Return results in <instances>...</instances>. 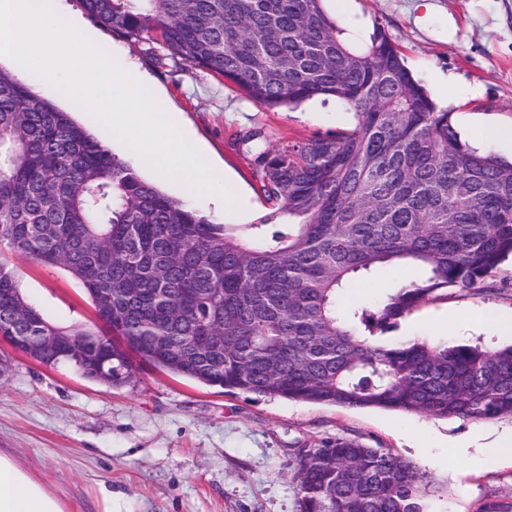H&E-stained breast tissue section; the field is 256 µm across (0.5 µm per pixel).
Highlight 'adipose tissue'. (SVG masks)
<instances>
[{
	"mask_svg": "<svg viewBox=\"0 0 512 512\" xmlns=\"http://www.w3.org/2000/svg\"><path fill=\"white\" fill-rule=\"evenodd\" d=\"M0 512H65L60 499L0 453Z\"/></svg>",
	"mask_w": 512,
	"mask_h": 512,
	"instance_id": "ef3b65f1",
	"label": "adipose tissue"
}]
</instances>
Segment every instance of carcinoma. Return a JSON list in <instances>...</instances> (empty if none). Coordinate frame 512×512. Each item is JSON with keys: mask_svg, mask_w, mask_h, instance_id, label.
<instances>
[{"mask_svg": "<svg viewBox=\"0 0 512 512\" xmlns=\"http://www.w3.org/2000/svg\"><path fill=\"white\" fill-rule=\"evenodd\" d=\"M326 0H82L112 34L160 42L268 109L333 98L353 128L252 150L276 210L225 224L161 190L69 112L0 67V328L23 294L5 255L62 266L112 315L60 328L112 361L50 357L111 387L134 359L228 394L512 420V345L384 344L449 286L475 288L512 256V161L472 147L381 27L369 39ZM413 266L374 309L342 304L356 275ZM297 512H427L438 483L356 440L301 448Z\"/></svg>", "mask_w": 512, "mask_h": 512, "instance_id": "obj_1", "label": "carcinoma"}]
</instances>
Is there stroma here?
Segmentation results:
<instances>
[{
	"mask_svg": "<svg viewBox=\"0 0 512 512\" xmlns=\"http://www.w3.org/2000/svg\"><path fill=\"white\" fill-rule=\"evenodd\" d=\"M351 0L340 22L361 35L383 27L405 65L462 137L484 124L512 123V0ZM81 16L103 48L129 61L147 89L180 118L199 161L235 196L229 224H250L274 210L257 190L244 144L254 133L270 147L351 129L345 104L316 99L270 110L236 87L133 44L86 16L81 0H61ZM20 291L47 320L71 328L95 324L83 286L61 267L9 260ZM380 268L356 277L347 299L373 307L387 288L415 279ZM491 308L512 316V262L471 289L449 287L406 314L392 342L512 343L468 313ZM512 434V422L435 420L411 412L231 395L140 364L135 383L108 387L69 366H42L0 344V451L55 492L66 512H297L290 463L297 448L355 439L425 469L444 485L429 512H512V458L487 464L481 448ZM468 447L457 459L452 447Z\"/></svg>",
	"mask_w": 512,
	"mask_h": 512,
	"instance_id": "35a3bbf8",
	"label": "stroma"
}]
</instances>
